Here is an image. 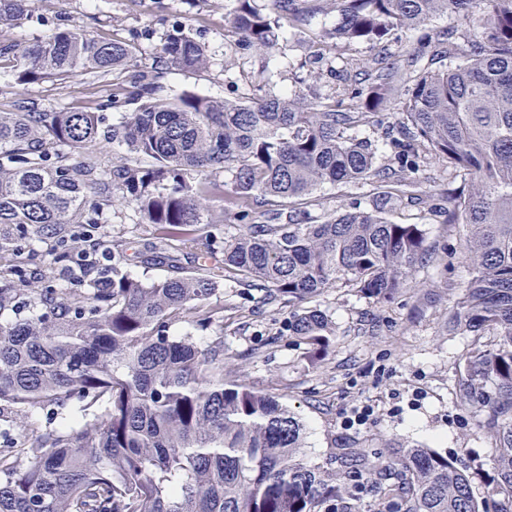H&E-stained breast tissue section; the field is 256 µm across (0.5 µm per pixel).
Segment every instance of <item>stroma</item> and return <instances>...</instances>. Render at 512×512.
I'll list each match as a JSON object with an SVG mask.
<instances>
[{"label":"stroma","instance_id":"35a3bbf8","mask_svg":"<svg viewBox=\"0 0 512 512\" xmlns=\"http://www.w3.org/2000/svg\"><path fill=\"white\" fill-rule=\"evenodd\" d=\"M226 0H31L28 19L0 28V41L25 44L51 36L57 27L78 24L100 37L121 36L139 43L138 69L160 66L158 46L173 26L191 22L196 40L205 44L208 67L197 73L168 70L163 84L175 93L193 88L215 98L248 99L262 92L277 95L300 88L328 97L346 109H357L335 53L315 56L311 45L336 25L330 0H320L305 25L289 34L285 56L268 57L242 50L224 39ZM403 55L393 79L396 88L410 84L417 71L430 66L418 31L399 33ZM265 69L268 80L255 87L251 75ZM113 73H88L67 86L49 81L18 83L8 68L0 69V110L23 101L41 109H77L110 99ZM370 183L324 185L320 205L310 207L312 220L357 202L370 206ZM392 221L419 224L432 253L419 265L407 288L385 308L355 289L340 285L313 301L332 323L327 355L311 362L304 346L282 335L290 308L287 302L258 304L240 286L227 285L216 295L224 306V347L229 366L240 379L279 395L299 413L306 426L307 454L322 462L335 441L351 439L373 448L400 445L427 447L480 467L472 483L483 497L494 470L490 439L475 429L455 397L456 371L464 352L463 337L449 334L448 312L453 292L470 278L462 244L463 226L445 225L442 216L405 203L389 209ZM105 231L126 238L125 267L141 278L161 275L162 267L144 264L147 229L130 207L111 210ZM370 405L372 415L361 426H348L354 409Z\"/></svg>","mask_w":512,"mask_h":512}]
</instances>
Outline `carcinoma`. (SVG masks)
I'll return each mask as SVG.
<instances>
[{
  "label": "carcinoma",
  "mask_w": 512,
  "mask_h": 512,
  "mask_svg": "<svg viewBox=\"0 0 512 512\" xmlns=\"http://www.w3.org/2000/svg\"><path fill=\"white\" fill-rule=\"evenodd\" d=\"M30 0H0V25H20ZM224 39L262 55L281 52L305 21L296 0H229ZM339 20L325 47L378 45L420 30L427 47L459 58L424 68L395 105L396 135L379 147L347 134L380 124L394 63L373 55L348 62L346 112L297 90L247 101L194 89L163 92L161 76L134 72L112 99L70 111L22 101L0 112V413L78 405L80 420L34 429L26 463L0 457V512H512V0H332ZM467 26L433 38L441 14ZM135 42L102 39L78 24L49 38L0 43L17 81L61 84L133 65ZM159 58L179 71L208 65L186 24L167 35ZM135 108L107 129L102 112ZM126 156L107 166L95 145ZM445 161L467 181L448 224L467 229L472 277L454 301L448 332L466 337L456 398L492 441L490 502L471 474L431 448H370L344 441L320 464L305 452L301 417L277 396L226 378L224 308L212 298L234 283L293 305L288 335L321 356L330 322L304 303L343 280L381 307L406 288L430 245L419 224H398L388 206L407 195L436 207L413 178L426 160ZM231 175L230 191L217 174ZM377 182L373 208L351 207L307 222L324 184ZM261 200L294 207L295 223L258 224ZM149 227L143 262L170 274L141 279L124 269L127 242L99 237L116 204ZM235 211L237 232L223 231ZM83 248L112 253V273L67 288L33 265V239L60 262L72 228ZM186 320L191 330L170 335ZM212 337L206 347L194 334Z\"/></svg>",
  "instance_id": "obj_1"
}]
</instances>
